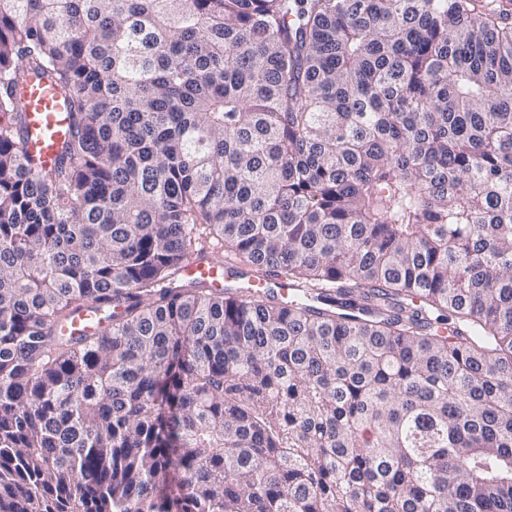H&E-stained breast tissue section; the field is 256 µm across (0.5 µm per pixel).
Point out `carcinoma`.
<instances>
[{
  "mask_svg": "<svg viewBox=\"0 0 512 512\" xmlns=\"http://www.w3.org/2000/svg\"><path fill=\"white\" fill-rule=\"evenodd\" d=\"M0 512H512L499 0H0ZM21 103L29 118V150L38 153L48 166L65 138L68 128L66 109L56 89L46 80L25 90ZM232 262L211 259L203 254H194L187 259L184 273L189 280H202L212 288H224V280L229 277L227 267Z\"/></svg>",
  "mask_w": 512,
  "mask_h": 512,
  "instance_id": "cac0c4a2",
  "label": "carcinoma"
}]
</instances>
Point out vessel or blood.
<instances>
[{
	"mask_svg": "<svg viewBox=\"0 0 512 512\" xmlns=\"http://www.w3.org/2000/svg\"><path fill=\"white\" fill-rule=\"evenodd\" d=\"M21 103L31 130L28 147L40 155L44 164H51L68 128V114L61 98L44 80L25 90ZM184 273L188 279L204 281L213 288L223 287L229 276L226 262L200 254L187 259Z\"/></svg>",
	"mask_w": 512,
	"mask_h": 512,
	"instance_id": "obj_1",
	"label": "vessel or blood"
}]
</instances>
